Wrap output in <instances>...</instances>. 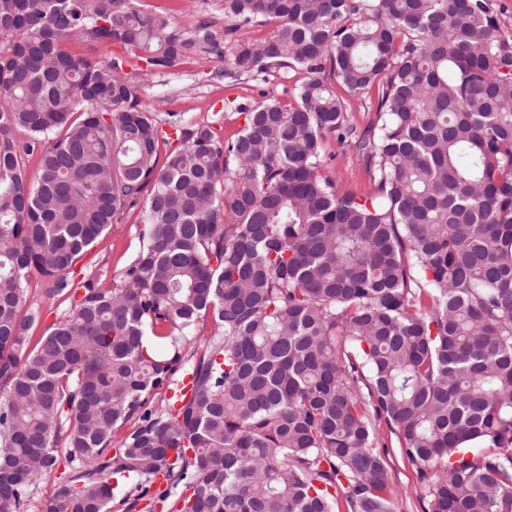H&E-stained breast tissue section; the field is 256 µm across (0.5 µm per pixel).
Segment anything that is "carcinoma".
<instances>
[{
    "label": "carcinoma",
    "mask_w": 512,
    "mask_h": 512,
    "mask_svg": "<svg viewBox=\"0 0 512 512\" xmlns=\"http://www.w3.org/2000/svg\"><path fill=\"white\" fill-rule=\"evenodd\" d=\"M197 56L232 83L307 80L288 104L225 101L242 122L224 139L225 113L145 109L126 70ZM339 87L375 94V119L357 126ZM327 136L363 161L364 196L326 175ZM143 197L120 279L75 281ZM35 276L72 305L29 351ZM187 359L191 399L151 408ZM384 424L428 512H512V34L494 0H224L222 36L143 0H0V512H24L63 436L78 467L46 512H111L160 474L180 512H340L341 495L393 512ZM213 331V325L209 319L200 321L195 327L184 331V337L181 339L183 352L200 353L205 347V338L210 336Z\"/></svg>",
    "instance_id": "cac0c4a2"
}]
</instances>
